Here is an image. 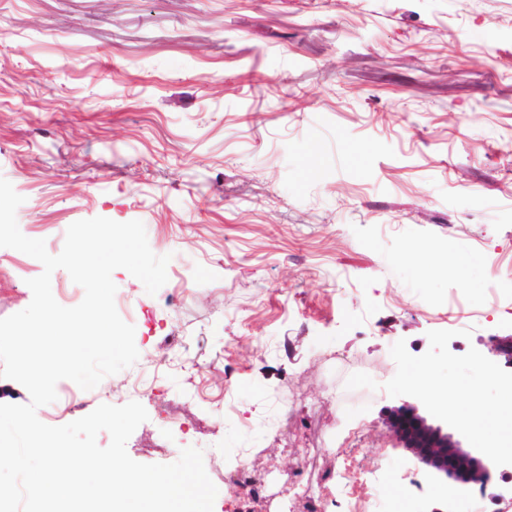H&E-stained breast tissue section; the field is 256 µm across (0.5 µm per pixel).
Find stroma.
Instances as JSON below:
<instances>
[{"label": "stroma", "instance_id": "35a3bbf8", "mask_svg": "<svg viewBox=\"0 0 512 512\" xmlns=\"http://www.w3.org/2000/svg\"><path fill=\"white\" fill-rule=\"evenodd\" d=\"M509 141L512 0H0L21 232L55 255L76 221L138 220L176 272L153 295L113 272L139 358L81 413L142 403L128 455L201 449L213 512H302L287 481L370 512L380 470L390 512H472L389 431L412 398L382 385L392 345L423 354L431 330L512 366ZM42 271L0 248V318ZM243 448L258 499L228 479Z\"/></svg>", "mask_w": 512, "mask_h": 512}]
</instances>
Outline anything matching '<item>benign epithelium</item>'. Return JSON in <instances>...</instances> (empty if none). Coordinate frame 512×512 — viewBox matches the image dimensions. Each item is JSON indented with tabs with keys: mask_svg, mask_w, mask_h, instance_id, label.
I'll return each mask as SVG.
<instances>
[{
	"mask_svg": "<svg viewBox=\"0 0 512 512\" xmlns=\"http://www.w3.org/2000/svg\"><path fill=\"white\" fill-rule=\"evenodd\" d=\"M389 428L431 473L452 481L487 487L492 472L512 477V464L497 466L477 450H466L444 422L431 423L417 408L404 404L391 411Z\"/></svg>",
	"mask_w": 512,
	"mask_h": 512,
	"instance_id": "7a95c632",
	"label": "benign epithelium"
}]
</instances>
